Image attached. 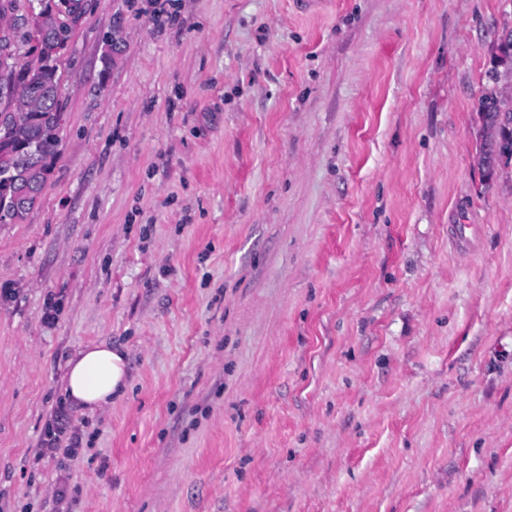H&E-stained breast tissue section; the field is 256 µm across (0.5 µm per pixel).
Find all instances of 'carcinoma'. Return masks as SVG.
I'll return each mask as SVG.
<instances>
[{
    "label": "carcinoma",
    "instance_id": "obj_1",
    "mask_svg": "<svg viewBox=\"0 0 512 512\" xmlns=\"http://www.w3.org/2000/svg\"><path fill=\"white\" fill-rule=\"evenodd\" d=\"M80 0H29L31 18L46 29L38 44L25 34L13 46L12 67L26 80L27 95L20 107L0 108V224H20L40 201L58 154L62 112L59 91L62 77L59 58L68 46L72 25L65 15ZM494 65L487 72L478 113L485 132L479 163L493 174L512 163V95L503 94L501 79H512V29L503 32Z\"/></svg>",
    "mask_w": 512,
    "mask_h": 512
}]
</instances>
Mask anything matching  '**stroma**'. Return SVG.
<instances>
[{
  "label": "stroma",
  "mask_w": 512,
  "mask_h": 512,
  "mask_svg": "<svg viewBox=\"0 0 512 512\" xmlns=\"http://www.w3.org/2000/svg\"><path fill=\"white\" fill-rule=\"evenodd\" d=\"M510 27L88 0L47 187L0 224V512H512V166L477 112ZM100 343L126 395L41 453Z\"/></svg>",
  "instance_id": "obj_1"
}]
</instances>
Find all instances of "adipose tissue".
I'll use <instances>...</instances> for the list:
<instances>
[{"mask_svg": "<svg viewBox=\"0 0 512 512\" xmlns=\"http://www.w3.org/2000/svg\"><path fill=\"white\" fill-rule=\"evenodd\" d=\"M127 387V355L120 348L91 346L67 362L65 400L70 406L95 410L111 404Z\"/></svg>", "mask_w": 512, "mask_h": 512, "instance_id": "ef3b65f1", "label": "adipose tissue"}]
</instances>
